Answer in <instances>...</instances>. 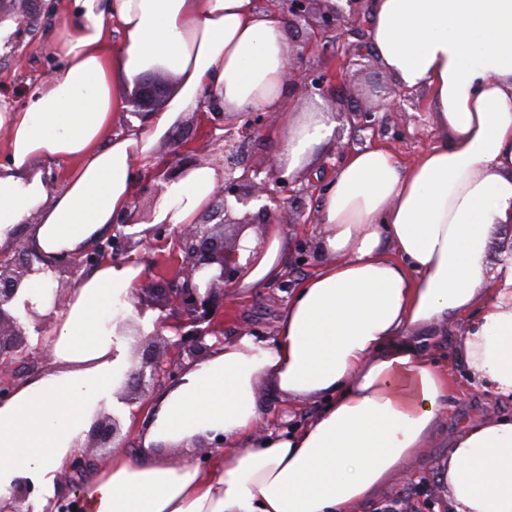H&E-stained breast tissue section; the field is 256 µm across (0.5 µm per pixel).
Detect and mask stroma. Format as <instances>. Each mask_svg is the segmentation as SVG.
Segmentation results:
<instances>
[{
  "label": "stroma",
  "mask_w": 512,
  "mask_h": 512,
  "mask_svg": "<svg viewBox=\"0 0 512 512\" xmlns=\"http://www.w3.org/2000/svg\"><path fill=\"white\" fill-rule=\"evenodd\" d=\"M67 4L68 0H24L23 4L15 6L14 12L27 33L18 48L0 49V94L12 103H23L26 90L38 82L44 70L55 67V60L45 54L43 44L45 37L60 25ZM369 6V0H362L357 23L325 33L317 39L312 49L304 55L295 56L294 66L320 74L336 63L338 56L343 55L347 48L367 43ZM365 78V68L358 65L352 67L345 78L327 82L319 91L297 85L288 88L289 104L296 110H303L320 99L337 115L329 142L322 147L309 170L296 176L297 183L308 188L302 199L305 213L317 211L327 184L346 154L354 148L376 140L408 162L441 136L428 109L429 93L424 89L413 92L407 100L399 101L393 110L374 113V131L352 128L345 121L343 113L351 107L367 106L368 101L362 92ZM223 124L221 106L211 105L205 121L200 122L192 117L186 119L169 140L159 145L158 152L168 161L172 158L173 149L195 144L199 147V159L222 166L223 155L216 139L223 133ZM275 221L284 225L293 244L305 246V253L291 252L283 282L247 294L231 291L230 308L220 325V335L208 337V345L230 343L244 329L251 330L261 339L273 338L277 319L292 288L317 270L319 255L316 243L320 237V225L292 224L284 213L276 215ZM454 376L456 399L448 423L435 435L422 456L407 466L409 472L424 476V483L414 486L406 480H399L395 486L366 504L363 512H448L439 493L426 479L432 462L447 452L448 441L459 424L491 415H512L511 399L489 398L466 386L463 364H456Z\"/></svg>",
  "instance_id": "stroma-1"
}]
</instances>
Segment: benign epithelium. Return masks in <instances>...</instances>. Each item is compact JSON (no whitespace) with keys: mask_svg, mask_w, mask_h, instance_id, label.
Segmentation results:
<instances>
[{"mask_svg":"<svg viewBox=\"0 0 512 512\" xmlns=\"http://www.w3.org/2000/svg\"><path fill=\"white\" fill-rule=\"evenodd\" d=\"M318 2L320 0H283L281 5L282 10L288 13V26L298 28L305 23L310 26L313 36L318 38L336 27L346 15H357L361 0H346L349 6L347 11L338 5L326 8L320 13L319 21L315 22L313 15ZM368 92L377 99V105L369 109L352 108L346 111V118L353 127L373 128L372 113L389 109L395 104L393 90L380 79L370 82ZM157 95L158 88L155 85L140 81L129 103L135 111L147 112L154 105ZM241 118L242 124L225 125V133L219 137L223 142L224 166L221 178L224 181V196L213 198L198 223L173 228L184 259L181 260V271L164 282L159 292L182 316L178 339L168 342L179 360L188 358L193 362L210 349L206 338L216 335L215 320L224 311L227 290L243 275V267L238 263L239 241L244 229L252 225V222L248 217L243 220L233 217L235 204L246 206L251 202H259L261 206L257 215L265 218L292 205L304 194V189L291 188V182L271 171L261 179L259 170L239 168L237 158L242 143L260 133L271 122L272 114L245 112ZM133 246V236L117 229L114 235L88 251L85 258L67 260L65 264L73 268H91L106 256L118 262L126 257ZM32 266L33 256L22 242L17 244L8 259L0 257V365L12 364L16 357L26 353L29 348L24 329L17 319L4 310V305L14 299L21 279L32 272ZM206 268L212 269L209 280L202 286L194 283L195 275ZM128 326L135 339L133 354L140 353L142 357L140 363L133 364L127 373L123 391L143 394L160 383L163 376L173 377L176 369L164 367L154 356V344L162 340L163 322H157L154 333L148 336L142 335L140 326L135 323L130 322ZM120 432L118 418L102 417L90 434L93 447H110ZM107 460L106 454L97 458L79 449L72 457L69 474H87L91 466H102ZM31 492L32 487L27 484L19 487L9 512H31V505L27 504Z\"/></svg>","mask_w":512,"mask_h":512,"instance_id":"benign-epithelium-1","label":"benign epithelium"}]
</instances>
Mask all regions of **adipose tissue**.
I'll return each instance as SVG.
<instances>
[{
    "instance_id": "adipose-tissue-1",
    "label": "adipose tissue",
    "mask_w": 512,
    "mask_h": 512,
    "mask_svg": "<svg viewBox=\"0 0 512 512\" xmlns=\"http://www.w3.org/2000/svg\"><path fill=\"white\" fill-rule=\"evenodd\" d=\"M287 29L286 13L256 0H72L46 45L58 61L51 79L24 105L0 97V253L21 240L34 256L8 309L25 325L49 318L51 357L0 400V508L24 483L53 508L74 453L98 419L117 415L136 424L138 451L113 449L83 487V512H361L452 407L450 373L424 330L459 328L470 385L512 398V250L489 259L497 228L512 224V0H373L378 64L401 87L429 88L451 137L409 165L382 147L345 157L316 215L322 262L274 338L244 331L187 364L136 423L120 391L127 322L154 330L130 302L144 265L101 262L58 300V261L114 224L145 239L210 207L219 174L206 164L164 179L150 215L135 205L139 163L206 101L230 120L273 113L281 162L291 172L310 164L333 124L321 108L301 114L285 102ZM145 72L174 76L178 90L165 108L127 116L121 84ZM61 165L66 176L51 182ZM290 249L275 223L263 243L243 240L241 287L276 282ZM265 385L320 408L290 433L258 432ZM219 437L207 467L183 461ZM428 476L450 512H512V417L459 426Z\"/></svg>"
}]
</instances>
